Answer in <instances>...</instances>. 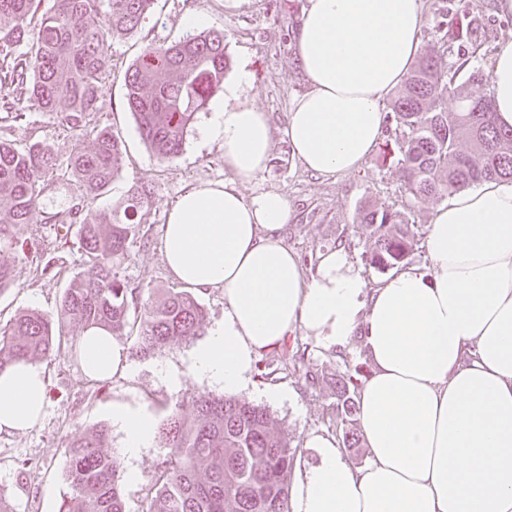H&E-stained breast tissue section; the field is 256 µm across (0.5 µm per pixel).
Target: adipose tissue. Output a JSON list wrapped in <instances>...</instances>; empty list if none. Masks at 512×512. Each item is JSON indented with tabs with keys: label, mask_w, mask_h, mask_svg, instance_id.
Segmentation results:
<instances>
[{
	"label": "adipose tissue",
	"mask_w": 512,
	"mask_h": 512,
	"mask_svg": "<svg viewBox=\"0 0 512 512\" xmlns=\"http://www.w3.org/2000/svg\"><path fill=\"white\" fill-rule=\"evenodd\" d=\"M427 24L422 0H306L296 54L307 88L288 110L291 151L316 175L358 170L383 136V103L410 73ZM238 73L201 128L220 142L242 182L269 161L265 112L240 104ZM498 123L512 127V44L490 62ZM289 219L278 193L245 198L222 181L192 186L170 208L161 248L186 288L224 293V320L196 346L182 373L237 395L257 354L297 329L339 350L361 339L372 374L360 393L370 454L353 465L334 438L305 440L315 461L290 490L291 512H512V182L485 181L452 193L433 213L427 267L400 266L369 287L344 249L321 254L306 278L279 233ZM80 363L94 380L127 370L106 330L82 333ZM38 364L0 372V432L23 433L43 412ZM124 455L150 447L155 421L126 400L112 403Z\"/></svg>",
	"instance_id": "obj_1"
}]
</instances>
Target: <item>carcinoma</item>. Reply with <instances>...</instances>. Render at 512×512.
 <instances>
[{"label": "carcinoma", "instance_id": "cac0c4a2", "mask_svg": "<svg viewBox=\"0 0 512 512\" xmlns=\"http://www.w3.org/2000/svg\"><path fill=\"white\" fill-rule=\"evenodd\" d=\"M157 0H0V83L12 97L0 112L17 120L26 108L48 112L66 129L92 139L68 166L74 193L68 207L46 223L79 225V244L92 273L73 278L56 315L27 312L0 324V372L16 361L49 358L61 348L65 328L103 326L113 336L135 337V354L161 352L197 335L206 310L189 291L161 301L142 296L116 278L139 234L134 218L142 196L120 211L99 209L122 166V144L95 115L102 87L112 72V42L138 31ZM441 49L424 57L409 74L386 113L396 124L395 142L407 194L427 198L486 180H512V129L497 125L491 98L466 93L487 76L462 56L448 61V49L477 41L466 6L448 0L435 18ZM230 59L224 31L193 33L174 43L149 44L124 75L126 106L150 151L167 161L182 150L195 115L224 91ZM460 108H443L448 94ZM469 143L463 150L462 142ZM56 163L31 143L17 148L0 142V294L14 280L11 253L29 223ZM360 223L372 227L365 265L385 271L408 259L416 245L415 225L393 206L365 208ZM290 365L307 383L318 370L300 349L284 348ZM362 367L347 368L330 381L335 398L328 428L346 448L360 447L358 397ZM164 452L154 483L145 490L142 512H289L291 474L299 448L278 430L270 410L229 395L204 394L188 417L172 409L157 431ZM104 428L77 434L66 444L61 470L69 493L60 512H126L124 475L117 452L105 449Z\"/></svg>", "mask_w": 512, "mask_h": 512}]
</instances>
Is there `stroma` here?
Returning a JSON list of instances; mask_svg holds the SVG:
<instances>
[{
	"instance_id": "35a3bbf8",
	"label": "stroma",
	"mask_w": 512,
	"mask_h": 512,
	"mask_svg": "<svg viewBox=\"0 0 512 512\" xmlns=\"http://www.w3.org/2000/svg\"><path fill=\"white\" fill-rule=\"evenodd\" d=\"M305 0H159L154 12L138 32L112 44V75L103 87V107L95 119L121 141L123 163L118 176L96 202L101 209L124 208L137 189H145L138 212L140 232L130 247V257L120 265L118 277L130 288L151 291L153 297L175 289L161 252L162 228L166 214L177 197L190 186L207 180H232L224 164V150L216 143H203L200 128L206 112H198L186 137V144L173 160L161 163L143 143L136 121L125 104L124 74L149 43L175 41L186 34L183 20L199 13L207 18L206 29L224 32L230 57V72L246 70L251 82L239 97L240 103L267 112L272 125V147L268 166L256 180L239 184L245 197L263 192L283 195L291 219L281 231L289 250L296 253L306 273H313L320 254L345 244L355 266L361 267L369 285L382 280L381 272L364 267L362 256L370 240V229L358 221L364 207L405 206L418 237H425L440 197L407 198L396 146L374 151L362 167L349 175L325 177L307 171L292 155L285 133L289 102L306 88L297 63L295 37ZM479 23L478 38L483 51L473 64L488 70L493 50L512 42V14H499L495 0H462ZM0 140L18 146L36 142L50 153L57 168L69 164L80 149H90V138L64 129L53 115L29 110L23 121L0 119ZM73 186L64 178L46 181L39 204L24 227V245L18 250L13 285L0 294V320L35 310L56 314L64 291L74 277L91 274L92 264L82 252L76 230L59 237L55 225L45 223L46 214L68 206ZM289 343L306 348L311 363L317 364L324 379L307 386L292 369H278L269 378L252 377L246 399L265 405L273 412L279 428L300 446V460L313 456L306 448L309 433H325V421L333 398L328 381L346 367L364 362L358 345L345 353L325 347L315 337L296 331ZM128 350L127 374L100 382L87 377L68 347H61L41 366L47 377V400L39 423L23 433L0 432V492L14 512H59L67 485L59 459L68 439L105 425L108 447L121 448L123 434L112 425L111 408L116 399L135 398L163 422L173 406L183 413L193 411L195 399L214 393L207 381L184 375L178 387H170L159 372L161 363L183 366L192 342H180L147 357ZM274 389L287 391L284 400L271 398ZM163 460L160 444L143 449L133 465L135 481L124 484L126 512H141L142 494L154 481Z\"/></svg>"
}]
</instances>
